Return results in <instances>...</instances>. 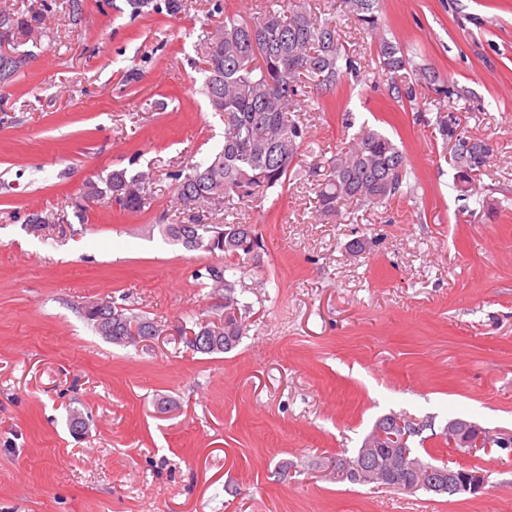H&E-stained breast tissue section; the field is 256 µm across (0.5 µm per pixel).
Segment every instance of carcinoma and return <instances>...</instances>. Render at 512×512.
<instances>
[{
  "mask_svg": "<svg viewBox=\"0 0 512 512\" xmlns=\"http://www.w3.org/2000/svg\"><path fill=\"white\" fill-rule=\"evenodd\" d=\"M377 0H344L348 16L361 28L374 32ZM32 16L19 17L0 8V40L11 46L12 58L0 57V85L14 81L39 47ZM198 53L205 74L204 93L211 109L224 119L223 145L203 160L170 173L176 206L193 218L190 224H166L167 238L185 248L224 254V261L196 273L200 284L224 289V316L197 322L192 331L206 330L219 337L207 354L226 353L243 335V320L234 271L240 262L258 255L262 241L252 224H204L200 215L214 214L234 199L264 198L284 186L301 152L308 145V130L298 112L301 79L309 78L322 90H331L349 73L359 71L349 55L341 53L336 28L312 10L310 0H286L283 9L269 4L251 21L224 15L221 25L203 29L197 36ZM378 69L393 76L406 65L394 44L381 40ZM435 129L453 143L456 188L471 196L476 180L489 162L490 152L467 147V137L455 123L436 120ZM316 178V212L325 219L342 215L348 203L380 206L402 192L409 171L404 152L389 136L361 128L346 149L319 163ZM148 175L125 170L112 172L106 188L88 186L87 198L110 196L123 210L139 212L150 206L144 192ZM106 314L112 322V343L132 332L143 335L158 326L146 316L109 301Z\"/></svg>",
  "mask_w": 512,
  "mask_h": 512,
  "instance_id": "carcinoma-1",
  "label": "carcinoma"
}]
</instances>
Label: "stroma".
<instances>
[{
    "mask_svg": "<svg viewBox=\"0 0 512 512\" xmlns=\"http://www.w3.org/2000/svg\"><path fill=\"white\" fill-rule=\"evenodd\" d=\"M6 2L44 24L35 59L0 87V512H512V461L440 436L453 418L512 430V0H379L372 35L342 0H313L360 73L300 94L302 174L234 212L264 247L235 275L241 341L212 355L174 328L223 314L195 277L216 258L161 227L190 221L170 172L224 135L197 35L261 0H184L177 14L166 0ZM382 38L407 59L392 82L376 66ZM346 112L398 143L410 188L324 222L305 171L349 145ZM441 112L493 149L468 200L436 137ZM122 169L150 171L148 210L85 203L87 183ZM101 299L160 336L107 341L82 315ZM389 413L430 424L422 457L483 470L484 491L326 474L321 458L354 456Z\"/></svg>",
    "mask_w": 512,
    "mask_h": 512,
    "instance_id": "35a3bbf8",
    "label": "stroma"
}]
</instances>
